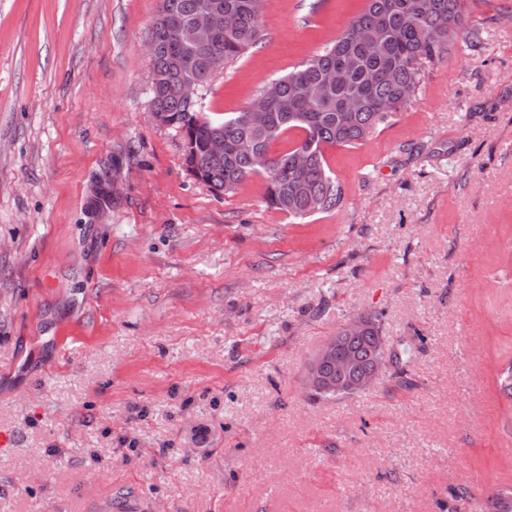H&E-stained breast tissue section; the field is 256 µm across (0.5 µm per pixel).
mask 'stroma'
I'll list each match as a JSON object with an SVG mask.
<instances>
[{"instance_id": "35a3bbf8", "label": "stroma", "mask_w": 512, "mask_h": 512, "mask_svg": "<svg viewBox=\"0 0 512 512\" xmlns=\"http://www.w3.org/2000/svg\"><path fill=\"white\" fill-rule=\"evenodd\" d=\"M363 0H266L207 116ZM159 0H0V512H457L512 483V0L424 63L411 107L327 149L340 209L217 196L151 116ZM379 316L403 373L311 400L308 359Z\"/></svg>"}]
</instances>
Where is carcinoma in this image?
I'll return each mask as SVG.
<instances>
[{
  "label": "carcinoma",
  "instance_id": "carcinoma-1",
  "mask_svg": "<svg viewBox=\"0 0 512 512\" xmlns=\"http://www.w3.org/2000/svg\"><path fill=\"white\" fill-rule=\"evenodd\" d=\"M467 0H366L364 9L336 36L285 75L269 79L258 97L265 122L251 124L245 111L222 119L205 118L200 90L220 62L229 63L261 41L260 0H161L149 29L153 45L151 109L168 115L182 136L185 165L216 195L230 194L253 178L264 180L268 207L304 218L337 208L343 191L325 157L328 147H354L387 125L413 102L422 81L421 65L443 52L475 45ZM201 12L217 21L205 43L181 48L169 34V21L189 26ZM289 137L288 147L270 154V145ZM224 140V163L213 165L207 146ZM336 356L320 364V373L347 381L373 369L383 343L376 319L350 333L339 328ZM477 512H512V486L496 490Z\"/></svg>",
  "mask_w": 512,
  "mask_h": 512
}]
</instances>
